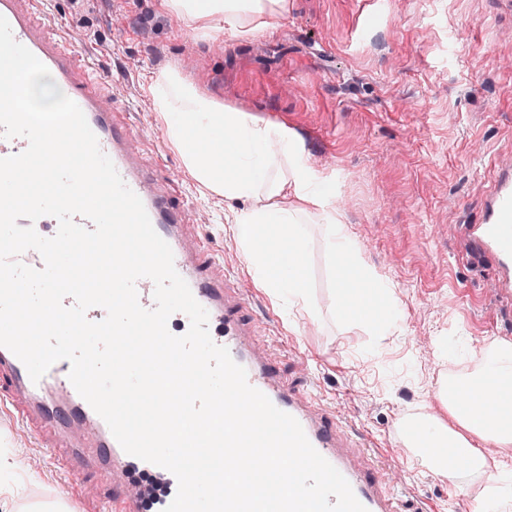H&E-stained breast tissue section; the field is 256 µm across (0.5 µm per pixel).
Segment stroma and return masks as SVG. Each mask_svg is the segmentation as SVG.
<instances>
[{
    "instance_id": "obj_1",
    "label": "stroma",
    "mask_w": 512,
    "mask_h": 512,
    "mask_svg": "<svg viewBox=\"0 0 512 512\" xmlns=\"http://www.w3.org/2000/svg\"><path fill=\"white\" fill-rule=\"evenodd\" d=\"M109 84L135 131L132 145L162 178L217 270L249 283V307L281 374L363 438L405 512H475L482 479L455 485L419 467L394 428L443 415L437 381L471 369L492 342L512 343V304L490 261L468 254L461 227L477 218L500 158L512 156V10L499 0H290L288 16L248 40L196 38L160 0H46ZM193 45V67L183 48ZM175 71L223 104L283 121L309 164L336 176V205L361 258L394 291L395 319L377 336L336 311L331 254L318 226L307 247L310 304L276 302L256 286L232 232L238 203L199 184L166 138L154 83ZM458 342L450 357L442 341ZM37 456L32 470L0 462L15 512L63 501L97 512L110 494L92 472L56 470L45 442L0 407V450Z\"/></svg>"
}]
</instances>
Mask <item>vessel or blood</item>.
Masks as SVG:
<instances>
[{
	"label": "vessel or blood",
	"mask_w": 512,
	"mask_h": 512,
	"mask_svg": "<svg viewBox=\"0 0 512 512\" xmlns=\"http://www.w3.org/2000/svg\"><path fill=\"white\" fill-rule=\"evenodd\" d=\"M42 0H0V15L15 40L27 47L69 89L83 111L101 150L123 181L142 200L151 223L171 247L177 272L208 312L212 340L228 348L247 373L248 383L302 426L313 447L349 482L367 512H398L378 467L362 443L353 440L340 422L315 399L290 387L258 340V326L244 316L246 293L238 278L216 273L202 242L190 236L188 220L177 203L179 186L159 182L142 154L130 148L131 127L120 119L110 98L99 88L86 58L69 38L52 37L42 17ZM463 239L476 255L490 256L497 268L502 297L512 296V159H500L482 220L464 225ZM70 364L56 362L39 381H32L23 363L0 347V397L9 400L39 437L61 448L55 462L65 471L75 464L109 484L107 512H143L144 499L132 484L133 469L157 472L158 467L127 454L106 422L76 391Z\"/></svg>",
	"instance_id": "1"
}]
</instances>
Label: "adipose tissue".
Returning <instances> with one entry per match:
<instances>
[{
	"label": "adipose tissue",
	"instance_id": "obj_1",
	"mask_svg": "<svg viewBox=\"0 0 512 512\" xmlns=\"http://www.w3.org/2000/svg\"><path fill=\"white\" fill-rule=\"evenodd\" d=\"M161 5L192 24L197 38L211 37L222 23L246 39L271 21L287 18L289 0H161ZM158 87L163 130L187 169L225 200L243 202L233 218L235 240L257 283L276 298L308 303L304 225L316 221L333 258L340 318L384 332L393 318V291L362 263L357 243L335 204V175L310 166L302 144L286 124L259 121L246 110L202 96L173 73L160 79ZM199 141L208 142V149H196ZM285 192L296 199L288 208L278 202ZM356 293L361 296L358 306L346 310ZM493 378L502 385L494 400L487 402L473 393V385ZM437 395L448 416H426L425 426L441 445L428 448L413 443L420 464L456 481L480 475L491 485L512 473V458L503 457L492 466L485 453L489 446L512 447V429L494 421L495 415L512 414V344L493 343L481 366L449 377ZM448 448L464 458L463 467L452 473L438 464Z\"/></svg>",
	"mask_w": 512,
	"mask_h": 512
}]
</instances>
